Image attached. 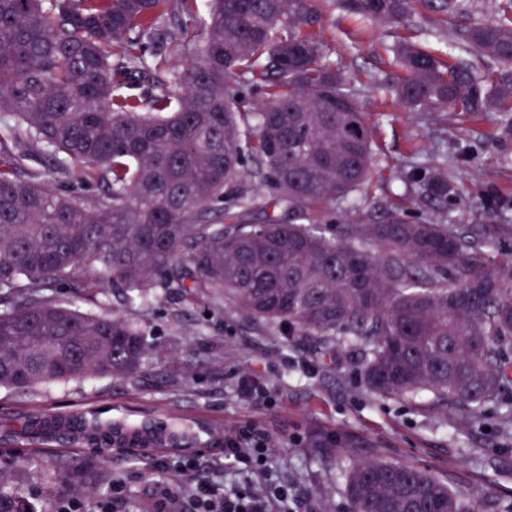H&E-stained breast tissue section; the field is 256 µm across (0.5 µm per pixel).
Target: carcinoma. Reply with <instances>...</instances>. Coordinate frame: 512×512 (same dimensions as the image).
I'll return each mask as SVG.
<instances>
[{
	"mask_svg": "<svg viewBox=\"0 0 512 512\" xmlns=\"http://www.w3.org/2000/svg\"><path fill=\"white\" fill-rule=\"evenodd\" d=\"M412 0H339L394 23ZM206 44L169 84L148 82L172 45L194 38L196 0H0V387L28 390L135 374L150 352L131 320L73 309L58 288L110 284L129 302L171 299L212 315L288 325L323 361L364 355L381 398L430 394L472 416L512 387V260L482 267L486 225L448 223L458 190L418 166L400 173L433 221L395 209L329 228L375 163L354 88L302 26L316 0H208ZM463 49L512 65V22L475 24ZM392 52L391 89L410 111L512 109V79L490 89L466 61L409 43ZM261 100L245 105L239 87ZM38 149L64 170L95 172L92 199L22 181ZM275 214H268V209ZM261 212L260 224L246 217ZM110 448L176 446L161 424L67 421L56 430ZM79 488L101 497L96 462ZM348 512H472L466 496L403 463L342 472ZM0 512H33L0 477Z\"/></svg>",
	"mask_w": 512,
	"mask_h": 512,
	"instance_id": "1",
	"label": "carcinoma"
}]
</instances>
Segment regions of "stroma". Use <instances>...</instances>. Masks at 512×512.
Returning <instances> with one entry per match:
<instances>
[{"label": "stroma", "instance_id": "35a3bbf8", "mask_svg": "<svg viewBox=\"0 0 512 512\" xmlns=\"http://www.w3.org/2000/svg\"><path fill=\"white\" fill-rule=\"evenodd\" d=\"M454 14L414 0L412 15L394 24L362 21L333 0H318L321 16L307 32L326 45L331 61L355 87L357 105L375 129L377 162L371 180L336 210V223L360 219L376 203L398 204L405 189L398 175L423 164L447 172L462 206H449V222L480 224L494 213V245L487 261L512 256V112L471 114L457 110L411 112L388 91L399 70L389 50L415 44L454 63L455 36L477 23L512 18V0H462ZM20 179L50 183L90 197L103 182L53 168L44 153L29 155L14 171ZM83 311L139 320L151 348L140 371L126 378L96 377L37 386L28 391L0 387V476L17 485L37 512H55L46 489L68 490L81 512H98L96 501L72 489L74 464L99 459L122 488L115 512H164L177 499L190 512L188 490L199 480L240 486L246 474L221 471L226 431L255 426L273 441L268 470L274 482L293 488L301 512H347L339 474L351 461L385 459L430 471L466 493L474 512H504L512 504V390L468 417L429 395L378 398L362 382V358L345 349L333 361L316 363L308 342L287 327L259 331L240 317L219 319L201 310L165 302L141 316L140 304L125 303L112 288L92 294L65 292ZM270 384L272 404L242 400L243 377ZM81 416L112 423L163 421L188 431L186 448L143 451L113 443L103 450L55 434L39 442L24 431L32 419ZM192 459L200 469L177 472Z\"/></svg>", "mask_w": 512, "mask_h": 512}]
</instances>
